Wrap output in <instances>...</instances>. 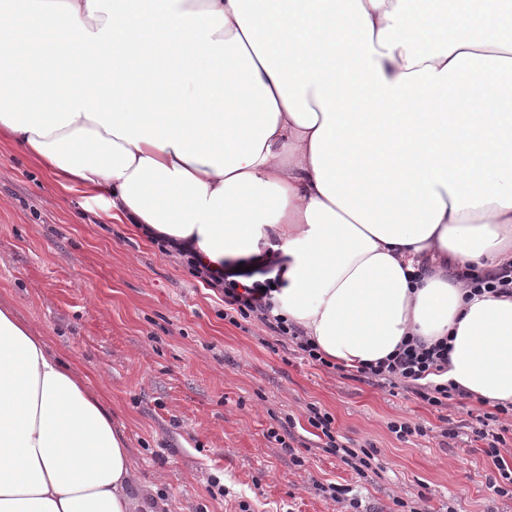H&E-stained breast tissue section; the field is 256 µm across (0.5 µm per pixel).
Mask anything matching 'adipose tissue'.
<instances>
[{"mask_svg": "<svg viewBox=\"0 0 512 512\" xmlns=\"http://www.w3.org/2000/svg\"><path fill=\"white\" fill-rule=\"evenodd\" d=\"M422 41L410 0H0V139L211 270L274 263L337 363L451 337L447 380L512 404V0ZM466 103L463 112L443 101ZM122 432L0 305V512H133ZM471 293L481 295L491 293L502 297H511L512 294V267H504L499 274L493 277L470 274ZM473 291V292H472Z\"/></svg>", "mask_w": 512, "mask_h": 512, "instance_id": "ef3b65f1", "label": "adipose tissue"}]
</instances>
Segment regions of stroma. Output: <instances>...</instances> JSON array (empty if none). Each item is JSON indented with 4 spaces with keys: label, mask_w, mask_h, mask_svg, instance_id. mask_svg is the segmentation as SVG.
Segmentation results:
<instances>
[{
    "label": "stroma",
    "mask_w": 512,
    "mask_h": 512,
    "mask_svg": "<svg viewBox=\"0 0 512 512\" xmlns=\"http://www.w3.org/2000/svg\"><path fill=\"white\" fill-rule=\"evenodd\" d=\"M11 305L49 348L85 377L126 437L143 501L171 512H353L323 488L348 487L368 512L395 500L429 512H512L489 487L497 468L471 439V399L453 411V439L439 414L389 390L309 364L259 321L233 325L222 296L182 259L132 224H114L98 194L60 192L54 176L0 142V303ZM329 412L338 435L373 445L378 468L358 478L318 448L309 405ZM393 421L426 428L398 440ZM293 434L304 466L267 437ZM219 478L225 493L211 497Z\"/></svg>",
    "instance_id": "1"
}]
</instances>
